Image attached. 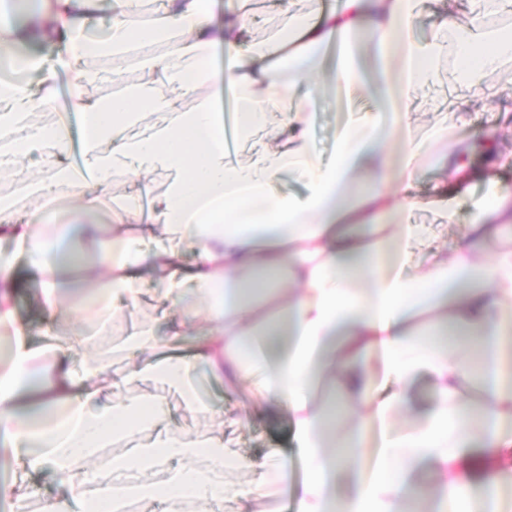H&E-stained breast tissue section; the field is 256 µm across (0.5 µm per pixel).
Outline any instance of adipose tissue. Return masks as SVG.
I'll list each match as a JSON object with an SVG mask.
<instances>
[{
  "mask_svg": "<svg viewBox=\"0 0 512 512\" xmlns=\"http://www.w3.org/2000/svg\"><path fill=\"white\" fill-rule=\"evenodd\" d=\"M467 20L440 26L429 41L412 34L420 0H284L278 47L287 48L288 78H280L272 52L243 48L240 34L250 12L235 24H211V0H163L143 22L141 0H113L105 32L88 25L97 0H42L28 19L32 34L60 35L65 54L56 66L18 54L15 30L0 36V62L21 66L22 81L0 80V172L27 185L22 210L0 200V436L11 445L14 478L0 495L14 512H26L35 494L34 474L51 471L63 492L42 499L39 512H121L123 498L163 503V512H224L228 500L267 497L287 481L288 460L272 457L257 480L228 490V473L247 467L224 438V404L207 401L209 381L247 386L266 410L287 415L303 463L298 512H403L415 477L429 472L453 498H494L512 485V387L493 381L494 356L511 332L503 311L512 302V248L483 259L486 240L512 224V206L497 191L475 204V216L451 252L436 243L454 223L456 201L469 179L452 167L434 195L413 194L420 159L454 138L440 117L416 136L408 103L418 90L448 79L461 110L485 75L512 60V37L497 34L493 19L512 14V0H471ZM223 44V69L207 65ZM377 48L373 112L349 114L336 136L335 154L321 161L304 118L322 94L321 84L300 86L298 76L334 58L332 83L359 86L366 45ZM454 56L457 71L439 63ZM137 67L134 92L90 97L98 83L123 86ZM70 75L74 108L86 119L83 169L68 164V131L51 114L56 73ZM208 96L195 108L184 101L198 88ZM234 91L238 128L277 119L288 131L284 149H260L248 166L227 160L224 123L215 107ZM49 120L31 122L32 114ZM155 116L151 132L135 118ZM33 161L42 179H25ZM297 171L309 183L304 198L273 192L280 175ZM134 186V204L122 225L104 231L88 224L107 194L114 172ZM168 176L152 194L145 175ZM75 203L72 225L53 223L60 194ZM427 206L437 224H412L409 210ZM88 248L98 256L91 275L72 255ZM196 253L183 261L185 249ZM432 252L414 268V250ZM25 259L40 280L47 316L66 297H83L79 309L111 320L134 313L139 272L160 268L156 295L173 309L158 328L134 327L122 341L139 360L108 386L96 384L103 366L79 357L82 330L53 349L31 343L10 308L15 266ZM199 300L192 318L178 315L185 284ZM465 330L480 347L463 355L442 340L447 325ZM54 373L37 374L45 355ZM428 378L433 406L398 427L416 379ZM133 383L150 394L126 399ZM201 413L214 427L205 435L174 424L171 399ZM356 412L336 440L342 409ZM383 445L374 473L363 453L372 429ZM146 434L108 464L101 448L121 436ZM339 441L340 451L327 447Z\"/></svg>",
  "mask_w": 512,
  "mask_h": 512,
  "instance_id": "1",
  "label": "adipose tissue"
}]
</instances>
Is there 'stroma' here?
I'll list each match as a JSON object with an SVG mask.
<instances>
[{
    "instance_id": "stroma-1",
    "label": "stroma",
    "mask_w": 512,
    "mask_h": 512,
    "mask_svg": "<svg viewBox=\"0 0 512 512\" xmlns=\"http://www.w3.org/2000/svg\"><path fill=\"white\" fill-rule=\"evenodd\" d=\"M470 8L469 0H425L415 19L413 34L421 41L430 40L444 14L464 17ZM491 91L473 95L460 115L458 135L470 150L463 157L467 168H479L487 163L483 151L489 140H497L502 154L512 153V61H506L486 78ZM375 102L368 94L346 98L327 91L320 98L315 112L309 117V127L321 159H329L336 141V131L350 110L369 109ZM39 280L26 264H19L14 310L21 319L27 336L42 343L45 313L39 301ZM210 398H223L224 437L240 448L251 468L239 471L230 478L232 484H245L256 476L254 467L262 463L271 449H283L291 462L287 482L277 485L267 499L244 504L243 512H296L301 473L293 439V428L286 416L266 412L243 389L218 382L208 387Z\"/></svg>"
}]
</instances>
